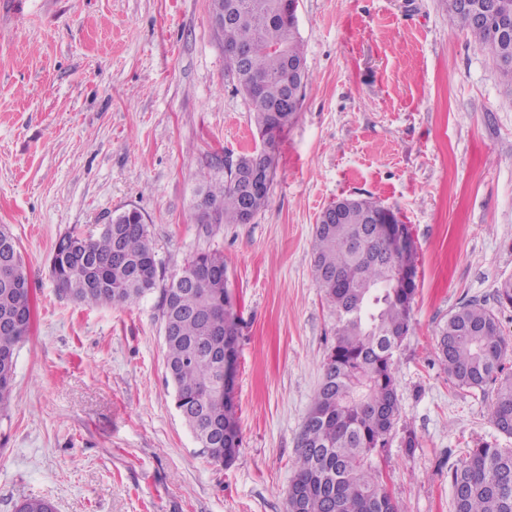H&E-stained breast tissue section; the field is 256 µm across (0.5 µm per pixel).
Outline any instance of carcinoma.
Segmentation results:
<instances>
[{
	"instance_id": "obj_1",
	"label": "carcinoma",
	"mask_w": 512,
	"mask_h": 512,
	"mask_svg": "<svg viewBox=\"0 0 512 512\" xmlns=\"http://www.w3.org/2000/svg\"><path fill=\"white\" fill-rule=\"evenodd\" d=\"M235 6L242 19L218 29L224 45L251 47L249 65L234 72L237 90L253 114L262 144L276 150L294 112H274L286 92L303 95L286 59L305 61L297 31L283 19L284 0H210L218 15ZM448 13L466 30L475 47L488 54L500 75L512 84V34L500 41L474 22L470 12L448 0ZM263 77L261 95L253 98L252 76ZM257 151L225 166L224 178L200 188L196 208L209 224H243L267 203L268 194L253 193L234 183ZM398 224L396 213L370 198H347L340 216L315 226L312 271L336 315L332 346L324 359V377L309 408L297 465L289 488L305 494L287 512H402L382 486L373 461L385 445L398 415L396 352L410 329L417 283L404 286L395 268L417 273L418 253L411 234L403 248L368 225ZM56 288L90 306L130 307L151 292L160 277L159 262L147 224L126 210L102 225L96 235L73 229L56 243L50 266ZM227 268L219 250L197 253L162 289L160 316L167 373L183 421L213 463L229 466L236 459L240 436L233 396L224 384V366L214 349L237 341L238 317L225 308ZM33 303L28 267L20 244L0 247V419L9 416L14 390L16 353L29 335ZM439 357L455 385L484 389L496 384L490 419L498 431L512 435V376H501L507 346L496 314L466 303L448 317L438 334ZM453 512H512V448L483 443L470 449L451 474ZM53 503L28 498L16 512H49Z\"/></svg>"
}]
</instances>
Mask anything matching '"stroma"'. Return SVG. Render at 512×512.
<instances>
[{
  "label": "stroma",
  "instance_id": "stroma-1",
  "mask_svg": "<svg viewBox=\"0 0 512 512\" xmlns=\"http://www.w3.org/2000/svg\"><path fill=\"white\" fill-rule=\"evenodd\" d=\"M310 79L283 133L268 203L247 224H201L196 191L260 144L209 0H0V225L24 252L35 305L0 420V512H286L335 317L312 273L321 212L373 198L418 249L399 414L375 462L404 512H452L469 448H512L494 385L456 387L437 355L461 305L493 310L509 344L512 85L447 0H299ZM142 212L164 277L223 252L242 322L233 396L241 438L211 463L173 402L160 289L90 307L50 275L59 237ZM415 433L419 446L402 441Z\"/></svg>",
  "mask_w": 512,
  "mask_h": 512
}]
</instances>
